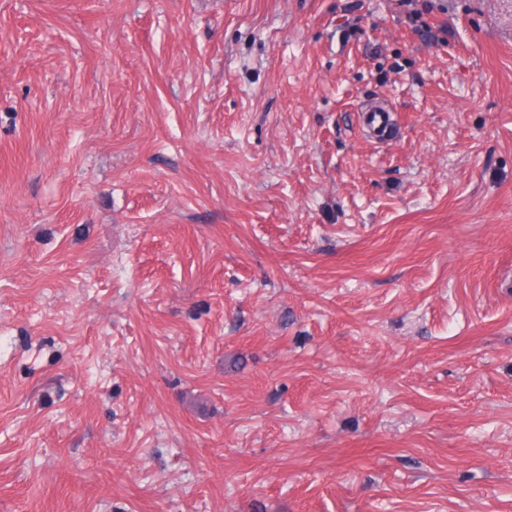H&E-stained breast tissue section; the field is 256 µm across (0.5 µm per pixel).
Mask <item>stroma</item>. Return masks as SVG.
I'll use <instances>...</instances> for the list:
<instances>
[{"label": "stroma", "instance_id": "35a3bbf8", "mask_svg": "<svg viewBox=\"0 0 512 512\" xmlns=\"http://www.w3.org/2000/svg\"><path fill=\"white\" fill-rule=\"evenodd\" d=\"M0 512H512V0H0Z\"/></svg>", "mask_w": 512, "mask_h": 512}]
</instances>
